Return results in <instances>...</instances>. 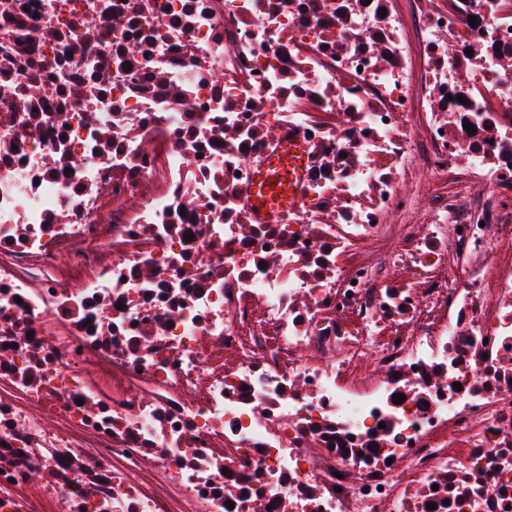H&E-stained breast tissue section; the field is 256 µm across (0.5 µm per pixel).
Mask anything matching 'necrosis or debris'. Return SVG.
I'll use <instances>...</instances> for the list:
<instances>
[{
	"instance_id": "obj_1",
	"label": "necrosis or debris",
	"mask_w": 512,
	"mask_h": 512,
	"mask_svg": "<svg viewBox=\"0 0 512 512\" xmlns=\"http://www.w3.org/2000/svg\"><path fill=\"white\" fill-rule=\"evenodd\" d=\"M511 506L512 0H0V512Z\"/></svg>"
}]
</instances>
